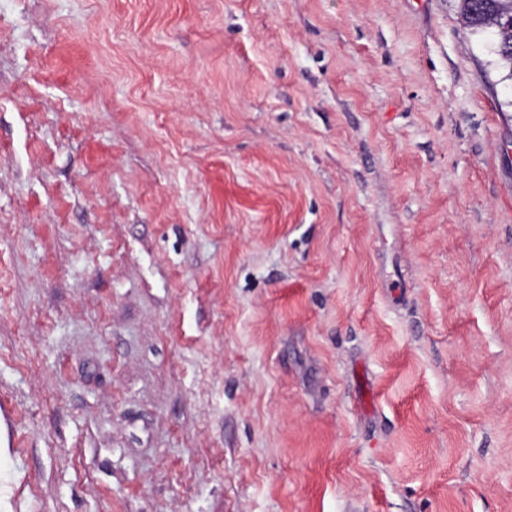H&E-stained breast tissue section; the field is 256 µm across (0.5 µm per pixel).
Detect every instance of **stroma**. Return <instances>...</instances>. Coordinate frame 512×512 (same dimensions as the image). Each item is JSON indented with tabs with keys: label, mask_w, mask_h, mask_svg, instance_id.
Returning <instances> with one entry per match:
<instances>
[{
	"label": "stroma",
	"mask_w": 512,
	"mask_h": 512,
	"mask_svg": "<svg viewBox=\"0 0 512 512\" xmlns=\"http://www.w3.org/2000/svg\"><path fill=\"white\" fill-rule=\"evenodd\" d=\"M456 0H0V512H512V83Z\"/></svg>",
	"instance_id": "35a3bbf8"
}]
</instances>
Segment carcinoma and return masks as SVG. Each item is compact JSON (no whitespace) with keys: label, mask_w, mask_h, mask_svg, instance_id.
Listing matches in <instances>:
<instances>
[{"label":"carcinoma","mask_w":512,"mask_h":512,"mask_svg":"<svg viewBox=\"0 0 512 512\" xmlns=\"http://www.w3.org/2000/svg\"><path fill=\"white\" fill-rule=\"evenodd\" d=\"M460 14L473 32L489 33L491 53L512 80V0H459Z\"/></svg>","instance_id":"obj_1"}]
</instances>
